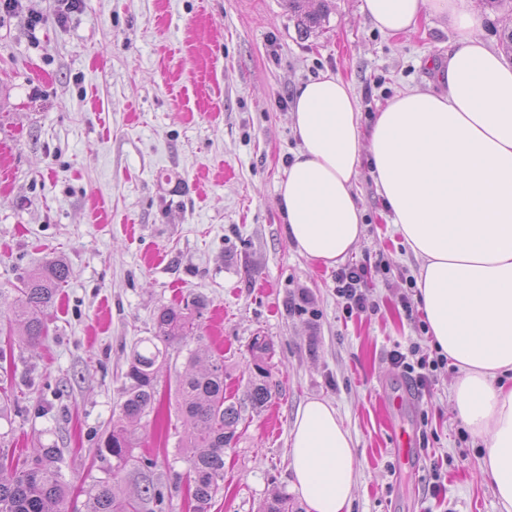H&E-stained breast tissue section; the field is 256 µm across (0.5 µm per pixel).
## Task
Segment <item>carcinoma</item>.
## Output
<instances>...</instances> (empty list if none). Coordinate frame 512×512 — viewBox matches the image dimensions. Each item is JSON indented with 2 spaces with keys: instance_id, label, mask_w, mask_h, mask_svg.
<instances>
[{
  "instance_id": "obj_1",
  "label": "carcinoma",
  "mask_w": 512,
  "mask_h": 512,
  "mask_svg": "<svg viewBox=\"0 0 512 512\" xmlns=\"http://www.w3.org/2000/svg\"><path fill=\"white\" fill-rule=\"evenodd\" d=\"M309 2L288 0V10L297 17L298 28L305 34L324 21L329 0H320L317 10L309 9ZM67 276L65 265L52 262L21 279L8 323L21 328L25 344L32 346L47 335L43 311ZM198 313L196 304L159 309L154 335L135 345L125 373L124 401L97 448V456L110 462V468L107 477L98 481L95 491L88 495L85 512H164L162 486L151 478L154 461L134 459L136 427L154 406L156 365L166 359L172 342L187 337ZM269 350L267 341L259 336L251 344L250 398L256 407L271 396ZM176 396L183 427L178 448L188 463L186 479L192 482L194 512H208L223 489L224 448L235 437L240 421V411L224 396V356H209L198 349L189 351ZM56 463L55 448H39L16 460L0 454V512H67L69 484ZM131 467L144 481L133 495L125 492L121 477Z\"/></svg>"
}]
</instances>
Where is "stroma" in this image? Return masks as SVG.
<instances>
[{"mask_svg": "<svg viewBox=\"0 0 512 512\" xmlns=\"http://www.w3.org/2000/svg\"><path fill=\"white\" fill-rule=\"evenodd\" d=\"M489 45L502 46L512 0H473ZM361 0H332L310 34L286 0H16L0 10V316L32 269L60 262L68 280L29 348L0 335V385L12 404L0 442L23 457L57 449L69 512L105 478L94 455L123 401L134 344L158 309L197 302L173 343L136 456L153 459L165 512H189L171 471L179 455L176 389L190 349L224 357L242 420L224 450V490L209 512H259L292 488L290 432L300 406L330 401L359 461L350 512H499L477 443L450 407L452 365L415 388L393 350L432 352L414 301L413 254L361 163L366 230L347 258L372 264L375 308L349 318L336 270L292 248L277 184L297 142L287 114L299 83L329 70L354 89L363 123L388 95L435 80L453 34L436 18L408 36L381 33ZM270 344L272 396L249 400L254 337ZM415 439L401 464L392 431ZM443 490L431 495L433 472Z\"/></svg>", "mask_w": 512, "mask_h": 512, "instance_id": "stroma-1", "label": "stroma"}]
</instances>
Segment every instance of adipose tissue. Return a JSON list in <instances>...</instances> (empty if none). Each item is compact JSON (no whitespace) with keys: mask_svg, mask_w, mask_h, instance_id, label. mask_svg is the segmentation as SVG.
<instances>
[{"mask_svg":"<svg viewBox=\"0 0 512 512\" xmlns=\"http://www.w3.org/2000/svg\"><path fill=\"white\" fill-rule=\"evenodd\" d=\"M361 10L392 36L430 16L452 29L442 89L400 92L366 128L340 75L298 84L289 119L299 146L277 187L288 239L308 260L344 261L364 235L354 186L369 160L419 264L433 346L456 369L453 412L481 446L477 466L501 512H512V66L483 39L469 0H362ZM291 462L309 512H350L356 454L329 401L299 409Z\"/></svg>","mask_w":512,"mask_h":512,"instance_id":"obj_1","label":"adipose tissue"}]
</instances>
